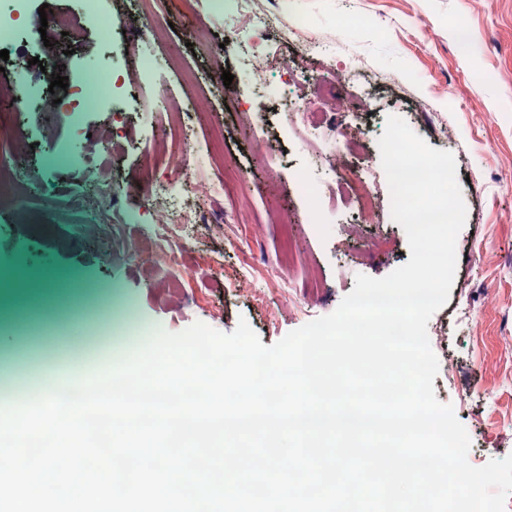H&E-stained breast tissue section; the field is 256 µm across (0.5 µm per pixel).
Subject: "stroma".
<instances>
[{"label":"stroma","mask_w":512,"mask_h":512,"mask_svg":"<svg viewBox=\"0 0 512 512\" xmlns=\"http://www.w3.org/2000/svg\"><path fill=\"white\" fill-rule=\"evenodd\" d=\"M81 15L82 0H0V17L15 26L0 35L9 59L0 66V95L26 78L35 97L27 111L9 119L0 143V274H15L13 288L0 287V386H35L60 368L111 351L122 327L103 324L99 309L117 302L133 314L134 327L150 333L180 331L201 321L224 333L246 319L269 346L318 317L331 314L350 293L355 277L381 278L410 259L404 229L383 209L377 223L348 237L353 217L336 194V168L316 163L298 147L294 116L273 100L240 125L239 108L262 90L253 81L242 48L250 38L232 11L213 19L200 0L197 19L184 0H100L116 34L105 42L96 28L70 45L55 27L41 28V6ZM283 28L268 31L262 51L273 59L266 79L287 84L289 99L320 103L331 94L322 70L299 77L290 68L300 43L285 25L295 16L309 36H337L336 66L361 62L369 76L364 91L349 92L346 112L372 125L375 138L353 166L381 169L377 139L387 115L412 124L432 148L447 150L467 209L456 243L457 264L448 302L428 323L439 360L433 380L440 402L452 404L471 439L468 460L481 466L512 454V0H267ZM466 25L473 42L457 55L453 35ZM148 56L154 80L142 85L135 59ZM229 65L231 85L214 71V57ZM61 70L69 85L111 71L125 92L107 111L50 119L43 103L48 75ZM179 109L193 135V184L176 178L162 160L159 139L167 115L151 101ZM446 116V129L434 126ZM127 135L116 158L102 144L111 133ZM224 138L225 163L246 170L229 197L205 202L208 221L188 233L184 249L168 260L143 248L145 227L164 204L191 202L208 184L209 147ZM65 145L70 165L61 170L46 156ZM322 185L308 202L298 172ZM123 188L117 204H105L103 221L84 223L68 198L83 191L87 175ZM316 207L321 224L307 223ZM256 276L280 267L294 284L293 296L270 286L263 302L250 298L240 266Z\"/></svg>","instance_id":"35a3bbf8"}]
</instances>
